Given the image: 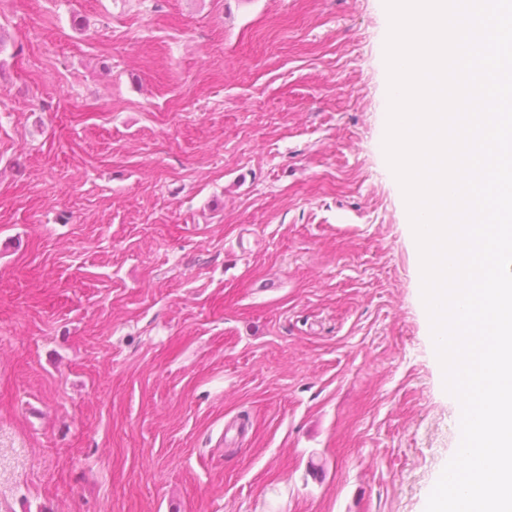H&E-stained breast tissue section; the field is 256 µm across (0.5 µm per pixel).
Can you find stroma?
Segmentation results:
<instances>
[{
    "label": "stroma",
    "mask_w": 512,
    "mask_h": 512,
    "mask_svg": "<svg viewBox=\"0 0 512 512\" xmlns=\"http://www.w3.org/2000/svg\"><path fill=\"white\" fill-rule=\"evenodd\" d=\"M388 32L384 0H0V512H425L458 404Z\"/></svg>",
    "instance_id": "1"
}]
</instances>
